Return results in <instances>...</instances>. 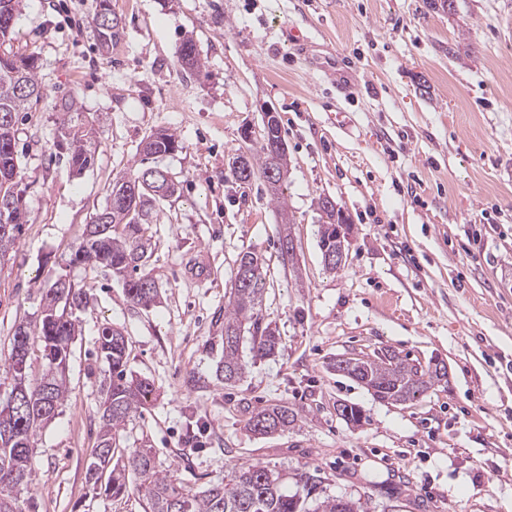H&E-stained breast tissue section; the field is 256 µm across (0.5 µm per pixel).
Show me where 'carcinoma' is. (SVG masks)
I'll use <instances>...</instances> for the list:
<instances>
[{
  "label": "carcinoma",
  "instance_id": "carcinoma-1",
  "mask_svg": "<svg viewBox=\"0 0 512 512\" xmlns=\"http://www.w3.org/2000/svg\"><path fill=\"white\" fill-rule=\"evenodd\" d=\"M21 0H0V218L11 222L9 232L0 225V256L12 249L27 210L16 193L21 179L16 151V119L32 99L42 96L38 81V60L5 49L11 40ZM92 24L101 44L108 48L119 33V22L112 15L111 0H95ZM183 64L190 70L200 68L195 42L185 40L180 49ZM179 148L170 133L150 143L147 155H163ZM67 154L69 167L80 173L94 162L95 149L91 130L70 127L67 141L59 144ZM286 167V158L275 160L266 141H261L257 156L244 158L241 167L233 168L238 181L243 173L266 175L272 168ZM159 201V196L139 187L134 205L110 209L100 225L86 226L85 236L72 254L70 263L90 268H106L123 279L127 298L135 305L149 307L158 291L145 259L150 245L144 216ZM343 223L338 211L331 210L319 229L322 259L336 252L335 224ZM265 287L262 259L252 251L239 254L235 279L224 304V321L217 325L224 350L216 367L218 380L233 384L242 379L247 364L242 359L241 343L245 331L252 332L256 353L275 354L279 336L259 317ZM88 289L67 284H51L44 297L42 318L30 328L16 327L8 358L0 360V371L9 375L19 401L12 407H0V512H21L16 491L31 486L35 480L31 440L36 432L55 419L67 393L66 369L69 344L78 332L76 313L90 307ZM43 344L44 369L41 377L28 378L27 357L30 342ZM98 349L109 369L103 388L101 426L98 442L86 466V482L94 496L118 497L133 487L146 500V512H356L353 500L328 498L312 509L309 501L318 490L314 476L301 474L296 489L288 487V471L260 463L244 465L224 476V481L193 492L176 484L174 475L163 467L153 448L117 447L119 432L138 412L155 400L154 383L128 373L127 339L123 332L108 324L98 331ZM336 371L351 377L371 390L381 401L402 403L413 400L446 376V367L424 370L407 358L390 350L372 357L339 358L332 364ZM299 412L284 404H272L251 413L245 427L255 435L284 432L294 426Z\"/></svg>",
  "mask_w": 512,
  "mask_h": 512
}]
</instances>
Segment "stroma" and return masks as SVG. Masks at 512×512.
Here are the masks:
<instances>
[{
	"label": "stroma",
	"instance_id": "obj_1",
	"mask_svg": "<svg viewBox=\"0 0 512 512\" xmlns=\"http://www.w3.org/2000/svg\"><path fill=\"white\" fill-rule=\"evenodd\" d=\"M112 11L120 34L105 50L93 0H23L10 43L38 57L43 96L17 126L28 222L0 259V355L17 325L38 323L49 275L93 297L66 398L33 441L23 512H145L137 492L95 497L85 481L105 323L127 337L129 370L160 393L119 443L148 442L185 489L261 463L310 472L324 495L365 512H512V0H454L445 12L429 0H112ZM188 38L196 70L179 58ZM268 111L287 146L292 264L279 250L281 202L262 176L232 174ZM67 117L94 128L95 163L79 174L57 146ZM157 131L180 149L144 156ZM149 167L178 191L148 218L159 297L145 308L111 271L70 258L113 182ZM325 196L348 233L334 272L318 246ZM244 251L264 261L261 319L281 342L260 357L243 338L246 373L224 385L213 315ZM384 349L444 363L448 376L392 404L329 367ZM283 402L301 410L294 427L246 430L252 410ZM340 403L366 422H346Z\"/></svg>",
	"mask_w": 512,
	"mask_h": 512
}]
</instances>
